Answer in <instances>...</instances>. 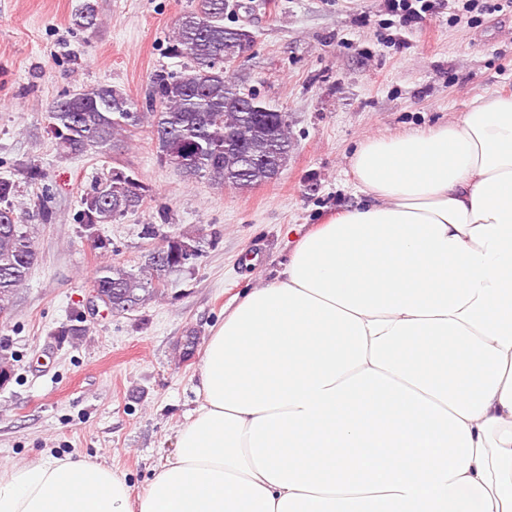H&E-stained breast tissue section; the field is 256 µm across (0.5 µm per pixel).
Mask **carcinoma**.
Wrapping results in <instances>:
<instances>
[{"instance_id": "obj_1", "label": "carcinoma", "mask_w": 512, "mask_h": 512, "mask_svg": "<svg viewBox=\"0 0 512 512\" xmlns=\"http://www.w3.org/2000/svg\"><path fill=\"white\" fill-rule=\"evenodd\" d=\"M226 0H196L175 28L171 53L186 60L176 71L160 70L149 80L139 102L109 85L68 94L47 110L48 129L64 157L112 152L144 124H149L160 161L175 166L177 155L191 153L193 168L178 169L187 181L243 190L275 178L293 149L284 112L244 89L230 74L239 53L252 42L251 32L224 26ZM73 25L83 32L98 28L97 4L82 0ZM15 180L0 177V313L22 287L36 260V246L16 212ZM149 187L132 170L112 168L81 199L76 221L93 230L136 213ZM203 238L162 236L160 261L146 255L138 270L109 262L99 265L93 287L104 293L114 314L133 311L167 285L170 274L196 264Z\"/></svg>"}]
</instances>
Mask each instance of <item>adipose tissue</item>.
I'll use <instances>...</instances> for the list:
<instances>
[{"label": "adipose tissue", "instance_id": "obj_1", "mask_svg": "<svg viewBox=\"0 0 512 512\" xmlns=\"http://www.w3.org/2000/svg\"><path fill=\"white\" fill-rule=\"evenodd\" d=\"M364 196L204 348L147 490L63 456L0 465V512H512V96L361 142Z\"/></svg>", "mask_w": 512, "mask_h": 512}]
</instances>
